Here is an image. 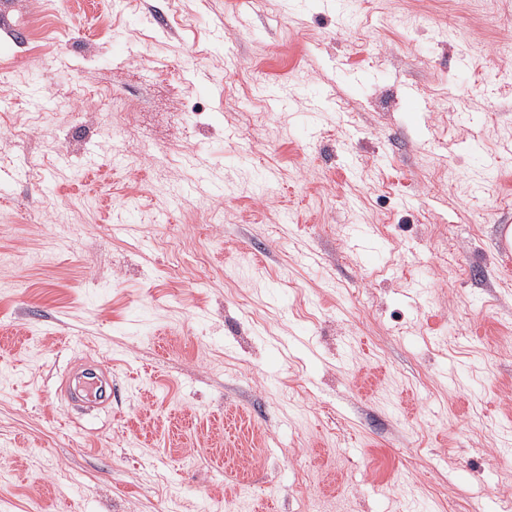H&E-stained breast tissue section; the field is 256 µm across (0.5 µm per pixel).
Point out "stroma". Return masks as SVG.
<instances>
[{
  "instance_id": "1",
  "label": "stroma",
  "mask_w": 512,
  "mask_h": 512,
  "mask_svg": "<svg viewBox=\"0 0 512 512\" xmlns=\"http://www.w3.org/2000/svg\"><path fill=\"white\" fill-rule=\"evenodd\" d=\"M507 43L512 0H0V512H512Z\"/></svg>"
}]
</instances>
